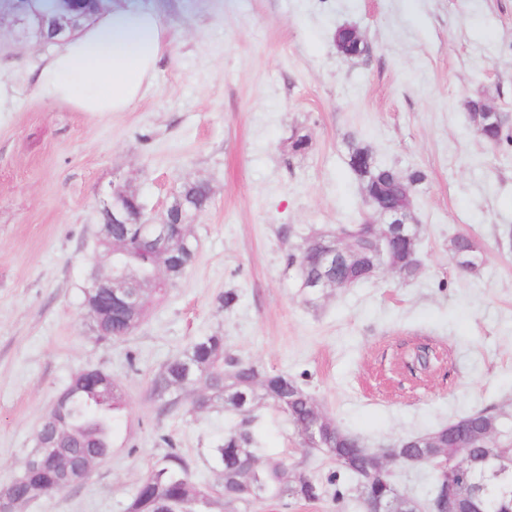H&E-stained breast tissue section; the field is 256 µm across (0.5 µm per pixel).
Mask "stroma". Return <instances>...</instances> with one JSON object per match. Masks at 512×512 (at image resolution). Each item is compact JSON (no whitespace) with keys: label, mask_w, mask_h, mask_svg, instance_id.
<instances>
[{"label":"stroma","mask_w":512,"mask_h":512,"mask_svg":"<svg viewBox=\"0 0 512 512\" xmlns=\"http://www.w3.org/2000/svg\"><path fill=\"white\" fill-rule=\"evenodd\" d=\"M153 8L164 50L143 96L93 114L43 99L32 73L44 45L0 28V487L19 473L57 395L86 368L109 374L124 406L112 453L79 486L24 512H124L170 435L198 482L235 415H157L151 376L196 337L221 331L230 354L298 377L318 407L377 449L495 405L512 431V138L476 136L468 103L512 123V0H115ZM354 27L369 47L334 41ZM309 145L291 152L295 131ZM369 145L401 175L422 171L413 214L424 228L416 277L381 271L316 305L298 294L277 235L372 219L347 165ZM203 181L190 213L196 261L121 342L96 341L84 305L93 238L113 186L154 219L170 191ZM479 244L477 274L450 241ZM240 292L230 311L225 289ZM438 353L428 368L417 346ZM266 454L329 485L313 502L265 501L256 512H361L355 483L308 453L286 416L258 408Z\"/></svg>","instance_id":"obj_1"}]
</instances>
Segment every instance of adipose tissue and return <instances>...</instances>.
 <instances>
[{
  "label": "adipose tissue",
  "instance_id": "ef3b65f1",
  "mask_svg": "<svg viewBox=\"0 0 512 512\" xmlns=\"http://www.w3.org/2000/svg\"><path fill=\"white\" fill-rule=\"evenodd\" d=\"M163 49L154 11L111 6L43 58L34 90L81 112H124L149 85Z\"/></svg>",
  "mask_w": 512,
  "mask_h": 512
}]
</instances>
